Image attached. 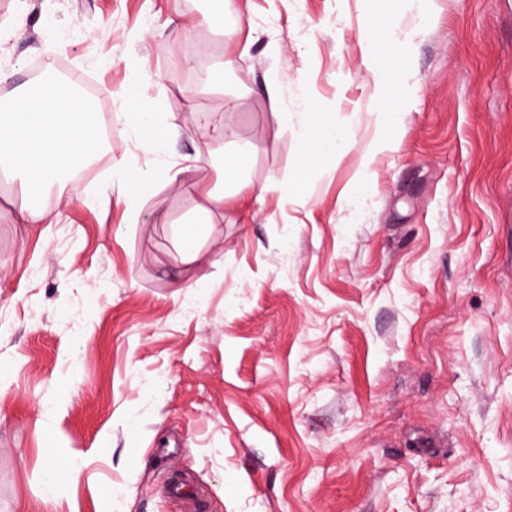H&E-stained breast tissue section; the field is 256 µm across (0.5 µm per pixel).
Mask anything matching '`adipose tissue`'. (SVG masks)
Wrapping results in <instances>:
<instances>
[{
  "label": "adipose tissue",
  "mask_w": 512,
  "mask_h": 512,
  "mask_svg": "<svg viewBox=\"0 0 512 512\" xmlns=\"http://www.w3.org/2000/svg\"><path fill=\"white\" fill-rule=\"evenodd\" d=\"M383 22L369 15L365 29V52L373 63L374 95L382 135L371 143L370 154L391 149L388 136L400 121L402 111L395 104V83L386 63V52L399 36L378 38ZM305 153L298 169L306 174L321 158L350 148L351 130L336 126L327 113L308 109L304 114ZM100 148L96 122L85 99L67 82L52 80L22 88L13 106L0 110V170L20 180L24 201L12 216L19 224H48L52 218L44 206L46 189L61 175L76 169Z\"/></svg>",
  "instance_id": "adipose-tissue-1"
}]
</instances>
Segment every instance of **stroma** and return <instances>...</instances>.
Masks as SVG:
<instances>
[{"instance_id":"stroma-1","label":"stroma","mask_w":512,"mask_h":512,"mask_svg":"<svg viewBox=\"0 0 512 512\" xmlns=\"http://www.w3.org/2000/svg\"><path fill=\"white\" fill-rule=\"evenodd\" d=\"M371 9L409 72L369 162ZM209 10L0 0V107L47 62L110 131L45 197L53 223L0 214V512H512V0H230L229 37ZM131 84L177 129L164 154L132 130ZM311 106L355 143L300 178ZM186 156L199 171L164 185ZM120 161L151 186L133 208ZM203 215L182 261L177 228ZM58 456L79 469L47 500Z\"/></svg>"}]
</instances>
